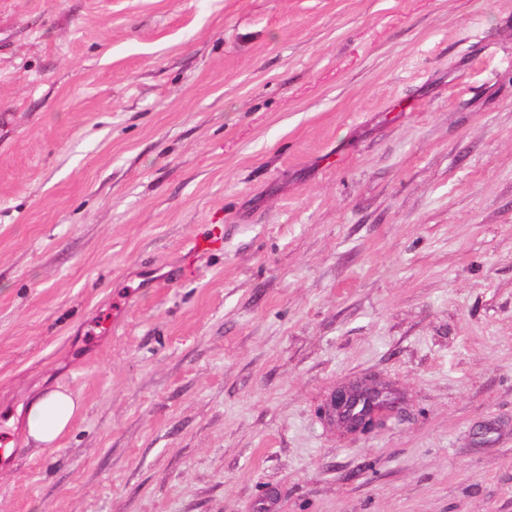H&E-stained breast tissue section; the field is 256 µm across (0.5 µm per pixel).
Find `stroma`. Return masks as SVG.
<instances>
[{
    "instance_id": "35a3bbf8",
    "label": "stroma",
    "mask_w": 512,
    "mask_h": 512,
    "mask_svg": "<svg viewBox=\"0 0 512 512\" xmlns=\"http://www.w3.org/2000/svg\"><path fill=\"white\" fill-rule=\"evenodd\" d=\"M0 442V512H512V0H0ZM355 383V382H354ZM354 383L342 385L339 387H336V390H334L326 403L325 413L330 414L332 411L336 413V422L343 421L346 426L351 429L350 434H356L359 433L360 428L358 427V424L356 423H349L346 421V416L344 414V410L346 408L347 401L349 399V396L351 394V387L354 385ZM77 410L78 403L70 394L60 389L50 390L28 409V437L45 446L53 445L69 427Z\"/></svg>"
}]
</instances>
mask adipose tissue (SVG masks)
<instances>
[{
    "instance_id": "obj_1",
    "label": "adipose tissue",
    "mask_w": 512,
    "mask_h": 512,
    "mask_svg": "<svg viewBox=\"0 0 512 512\" xmlns=\"http://www.w3.org/2000/svg\"><path fill=\"white\" fill-rule=\"evenodd\" d=\"M78 410L77 401L67 392L54 389L30 405L26 431L33 441L50 446L69 427Z\"/></svg>"
}]
</instances>
